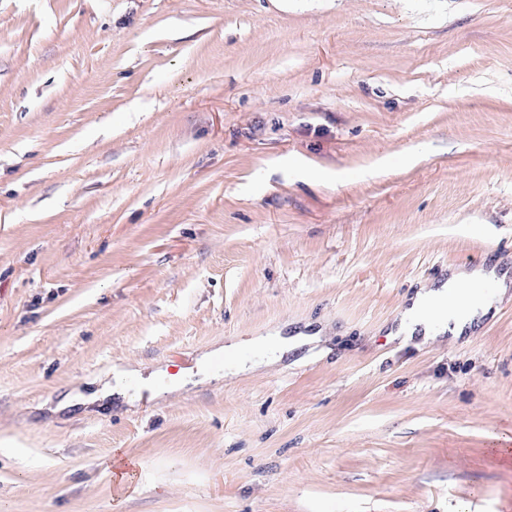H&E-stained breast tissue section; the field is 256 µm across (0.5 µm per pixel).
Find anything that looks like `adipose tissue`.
I'll use <instances>...</instances> for the list:
<instances>
[{
    "label": "adipose tissue",
    "mask_w": 512,
    "mask_h": 512,
    "mask_svg": "<svg viewBox=\"0 0 512 512\" xmlns=\"http://www.w3.org/2000/svg\"><path fill=\"white\" fill-rule=\"evenodd\" d=\"M511 300L512 278L500 271L498 265L453 269L446 279L417 291L398 310L387 337L401 345H428L439 339L455 343L472 333L492 310ZM322 339L319 332L309 335L300 332L290 337L259 336L245 343L232 341L202 354L200 375L205 381L213 379L210 363L219 355L227 358L237 372L247 373L275 363L296 348L320 343ZM141 377L139 364L118 361L98 389L69 392L62 404L89 406L112 397L127 399L129 383Z\"/></svg>",
    "instance_id": "adipose-tissue-1"
}]
</instances>
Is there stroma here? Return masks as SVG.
Segmentation results:
<instances>
[{"instance_id": "obj_1", "label": "stroma", "mask_w": 512, "mask_h": 512, "mask_svg": "<svg viewBox=\"0 0 512 512\" xmlns=\"http://www.w3.org/2000/svg\"><path fill=\"white\" fill-rule=\"evenodd\" d=\"M498 259L512 0H0V512H512V302L386 336ZM308 323L258 372L56 408ZM499 266L452 269L448 278L420 288L398 310L388 339L420 346L445 338L456 343L472 333L492 310L512 300V280ZM142 369L140 365L129 360H120L116 362L106 375L105 380L101 381L98 389L83 393L80 391L69 392L58 404V409L74 405L89 406L115 396L122 402L131 404L132 398L128 396V384L135 380H143ZM114 381V385L112 384Z\"/></svg>"}]
</instances>
